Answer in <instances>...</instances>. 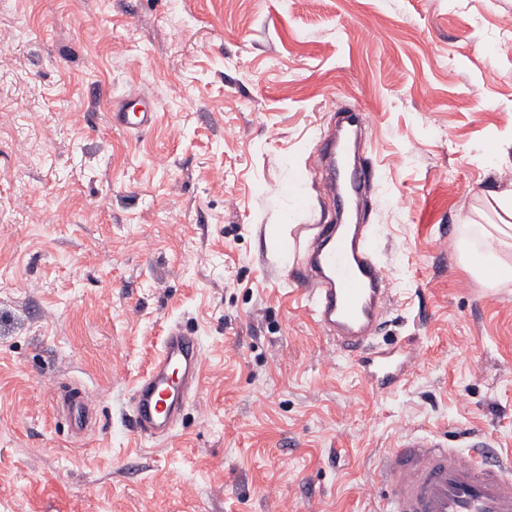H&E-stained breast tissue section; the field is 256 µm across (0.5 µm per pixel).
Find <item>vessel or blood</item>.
<instances>
[{"instance_id":"1","label":"vessel or blood","mask_w":512,"mask_h":512,"mask_svg":"<svg viewBox=\"0 0 512 512\" xmlns=\"http://www.w3.org/2000/svg\"><path fill=\"white\" fill-rule=\"evenodd\" d=\"M154 115L149 99L130 93L114 102L111 119L119 128L139 132L151 126ZM368 126L365 110L344 107L336 131L324 144L320 158L326 169L324 190L345 218L339 224L300 227L306 256L296 277L304 295L314 301L316 322L324 334L362 367L371 388L383 394L404 380L415 350L389 349L376 342L392 288L374 257L367 225L353 218L374 180L372 166L359 157ZM202 367L198 337L182 325H170L132 396L134 431L152 440L169 439ZM61 405L76 433L94 428L96 414L85 388H71ZM474 445V451L465 454L433 437L401 438L384 456L382 512H512V474L506 472L489 437H477Z\"/></svg>"}]
</instances>
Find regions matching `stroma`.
I'll use <instances>...</instances> for the list:
<instances>
[{
    "instance_id": "stroma-1",
    "label": "stroma",
    "mask_w": 512,
    "mask_h": 512,
    "mask_svg": "<svg viewBox=\"0 0 512 512\" xmlns=\"http://www.w3.org/2000/svg\"><path fill=\"white\" fill-rule=\"evenodd\" d=\"M512 0H0V512H376L410 432L512 459V283L444 239L512 190ZM154 125L114 129L113 99ZM368 112L366 223L391 279L371 390L280 250L331 206L315 160ZM306 172L304 199L285 193ZM203 371L172 435L132 434L166 327ZM99 425L73 441L51 380ZM154 115V105L149 99L130 93L114 102L111 119L112 124L119 128L139 132L151 126Z\"/></svg>"
}]
</instances>
